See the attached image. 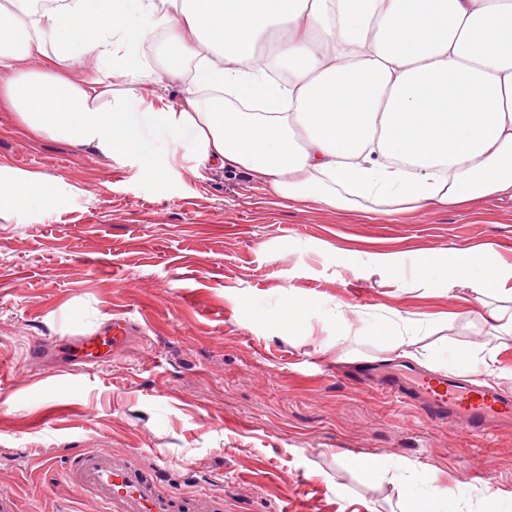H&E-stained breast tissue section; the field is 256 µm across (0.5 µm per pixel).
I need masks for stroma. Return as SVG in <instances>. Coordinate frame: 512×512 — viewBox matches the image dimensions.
<instances>
[{
    "mask_svg": "<svg viewBox=\"0 0 512 512\" xmlns=\"http://www.w3.org/2000/svg\"><path fill=\"white\" fill-rule=\"evenodd\" d=\"M142 62L145 104L179 106L194 63L157 31ZM144 140L142 156L106 158L0 108V164L78 188L57 205L0 211V487L23 512H98L60 469L97 445L223 497L224 512H402L400 486L425 471L471 488L455 512H512V426H439L345 375L360 362L405 366L382 328L396 310L437 368L450 352L500 348L494 382L512 395V337L491 335L470 289L433 275L459 274L453 250L485 243L512 264V201L391 216L356 196L328 210L245 171L192 172L188 143L164 127ZM390 252L401 271L373 263ZM121 307L145 331L119 358L78 373L31 360L33 344L54 349ZM63 404L64 421L33 427Z\"/></svg>",
    "mask_w": 512,
    "mask_h": 512,
    "instance_id": "35a3bbf8",
    "label": "stroma"
}]
</instances>
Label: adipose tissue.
Returning <instances> with one entry per match:
<instances>
[{
	"mask_svg": "<svg viewBox=\"0 0 512 512\" xmlns=\"http://www.w3.org/2000/svg\"><path fill=\"white\" fill-rule=\"evenodd\" d=\"M151 28L225 90L223 109H203L194 84L179 111L144 106L132 84ZM1 105L107 157L142 153L161 125L195 166L334 210L356 190L406 212L512 199V0H0ZM74 192L0 164V207ZM461 285L512 296V270L495 257Z\"/></svg>",
	"mask_w": 512,
	"mask_h": 512,
	"instance_id": "1",
	"label": "adipose tissue"
}]
</instances>
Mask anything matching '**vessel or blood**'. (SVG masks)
Masks as SVG:
<instances>
[{
  "instance_id": "b4317fda",
  "label": "vessel or blood",
  "mask_w": 512,
  "mask_h": 512,
  "mask_svg": "<svg viewBox=\"0 0 512 512\" xmlns=\"http://www.w3.org/2000/svg\"><path fill=\"white\" fill-rule=\"evenodd\" d=\"M134 324L127 311L92 334L63 341L62 362L82 369L100 361H112L126 348ZM371 388L395 402L420 410L428 419L484 435L512 422V397L486 386L444 373L412 370L407 374L376 375L373 363H365ZM68 476L81 494L95 499L104 512H224L222 497L199 491L185 496L172 491L156 472L141 468L131 456L109 447L84 448L70 459Z\"/></svg>"
}]
</instances>
